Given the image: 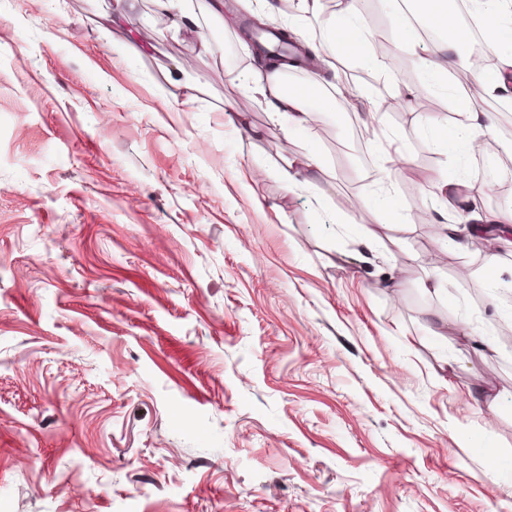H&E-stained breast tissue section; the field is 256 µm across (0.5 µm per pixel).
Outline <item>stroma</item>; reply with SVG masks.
<instances>
[{
	"label": "stroma",
	"mask_w": 512,
	"mask_h": 512,
	"mask_svg": "<svg viewBox=\"0 0 512 512\" xmlns=\"http://www.w3.org/2000/svg\"><path fill=\"white\" fill-rule=\"evenodd\" d=\"M321 4L182 0L178 33L157 0L118 29L115 0H0V512H512V223L445 237L434 188L482 171L492 210L512 178L432 140L455 114L423 70L342 54L406 159L368 147L369 179L329 87L286 137L238 26L320 38ZM295 169V173L291 174L290 170ZM320 164L316 154L311 151L302 158L285 159L279 168L282 178L289 184L312 186L318 177ZM303 178H299L302 177Z\"/></svg>",
	"instance_id": "stroma-1"
}]
</instances>
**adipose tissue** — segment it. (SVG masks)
Returning <instances> with one entry per match:
<instances>
[{
  "label": "adipose tissue",
  "mask_w": 512,
  "mask_h": 512,
  "mask_svg": "<svg viewBox=\"0 0 512 512\" xmlns=\"http://www.w3.org/2000/svg\"><path fill=\"white\" fill-rule=\"evenodd\" d=\"M410 5L425 26L439 33L433 50L419 57L418 64L433 79H441L451 71L456 57L467 42V36L455 12L449 7L448 0H410ZM472 6L475 15L488 24L486 47L497 61L495 70L475 72L474 79L489 91H508L512 88V0H472ZM329 37L336 49L345 55L373 60L375 66L387 70L396 65L392 59L372 58L367 37L360 25L359 0H341ZM255 90L271 98L273 116L285 135L311 132V111L306 93L285 89L281 66L267 65ZM448 99L456 115L454 126L443 132L449 150H464L476 137L495 136L492 117L480 110L470 98L452 89L448 92Z\"/></svg>",
  "instance_id": "obj_1"
}]
</instances>
